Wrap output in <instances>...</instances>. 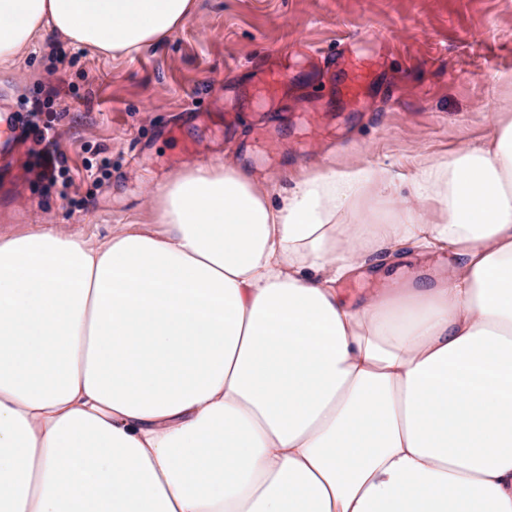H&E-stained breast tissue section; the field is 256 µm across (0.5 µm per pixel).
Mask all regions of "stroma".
<instances>
[{
	"instance_id": "obj_1",
	"label": "stroma",
	"mask_w": 512,
	"mask_h": 512,
	"mask_svg": "<svg viewBox=\"0 0 512 512\" xmlns=\"http://www.w3.org/2000/svg\"><path fill=\"white\" fill-rule=\"evenodd\" d=\"M345 50L369 65L356 95ZM284 72L270 97L256 69ZM512 111V0H197L176 35L107 59L72 45L28 53L0 76V110L55 117L69 188L43 178L32 140L0 155V238L103 237L151 216L150 192L213 157L285 181L319 161L411 173L409 151L445 153ZM112 161L103 180L85 163Z\"/></svg>"
}]
</instances>
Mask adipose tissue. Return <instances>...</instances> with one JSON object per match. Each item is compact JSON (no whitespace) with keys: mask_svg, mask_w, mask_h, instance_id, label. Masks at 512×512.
<instances>
[{"mask_svg":"<svg viewBox=\"0 0 512 512\" xmlns=\"http://www.w3.org/2000/svg\"><path fill=\"white\" fill-rule=\"evenodd\" d=\"M195 10L0 0V72L132 57ZM415 160L404 189L208 160L151 222L0 240V512H512V114Z\"/></svg>","mask_w":512,"mask_h":512,"instance_id":"1","label":"adipose tissue"}]
</instances>
